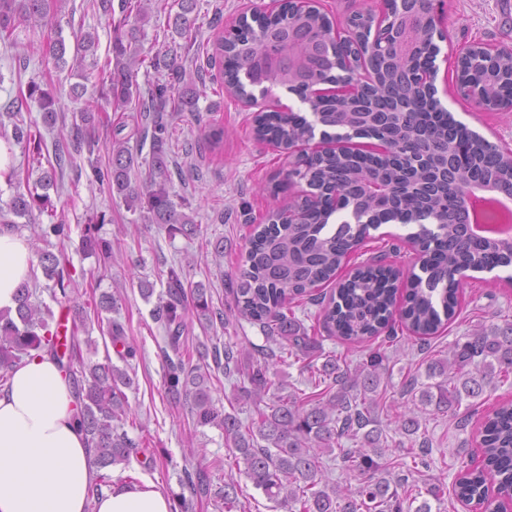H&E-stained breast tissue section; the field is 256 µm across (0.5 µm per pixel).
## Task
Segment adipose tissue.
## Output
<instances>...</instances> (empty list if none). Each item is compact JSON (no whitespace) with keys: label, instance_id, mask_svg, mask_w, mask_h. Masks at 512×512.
Returning a JSON list of instances; mask_svg holds the SVG:
<instances>
[{"label":"adipose tissue","instance_id":"adipose-tissue-1","mask_svg":"<svg viewBox=\"0 0 512 512\" xmlns=\"http://www.w3.org/2000/svg\"><path fill=\"white\" fill-rule=\"evenodd\" d=\"M33 256L26 239L0 233V309H15ZM91 451L67 378L49 353L26 359L0 390V512H170L147 485H119L90 500Z\"/></svg>","mask_w":512,"mask_h":512}]
</instances>
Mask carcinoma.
<instances>
[{
  "label": "carcinoma",
  "mask_w": 512,
  "mask_h": 512,
  "mask_svg": "<svg viewBox=\"0 0 512 512\" xmlns=\"http://www.w3.org/2000/svg\"><path fill=\"white\" fill-rule=\"evenodd\" d=\"M63 0H0V41L13 38L17 29L46 32L62 7ZM179 11L168 25L182 37L196 28L197 0H179ZM122 18L115 26L117 35L108 49L107 61L98 66V40L86 32L74 43L72 57H67L65 40H51V58L56 69H69L81 78L70 87V96L78 98L86 82L98 78L100 97L117 110L132 106L152 114L149 160L145 176L132 182L130 173L140 165L139 154L129 147V140L115 129L112 153L104 167L93 156L98 141L90 133L76 136L72 150L61 141L54 144L55 163L42 165L48 151L43 137L33 132V125L13 116L11 139L27 153L28 164L37 166L34 182L20 178L14 167L5 173L14 192L0 208V230L21 232L24 225L8 218L46 214L52 222L32 224L30 228L45 242L60 244L71 240V227L56 217L49 190L59 189L67 165L74 155L87 154L93 181L117 193L128 208L147 214L169 237L191 236L200 231L193 217L185 212V203L176 202L170 192L171 169L178 168L169 151L170 121L166 109L177 100L181 111H197L196 101L206 91L203 73L211 83L229 90L235 97L253 94L254 85L243 78L245 62L266 50L259 37L262 28L281 40L295 17L286 14L274 20L263 16L259 27L248 17L239 19L232 48L224 50V35L216 37L212 49L200 47L180 56L158 50L152 55L153 66L168 71V79L141 90L135 79L136 67L146 57L140 47L141 28L149 20L150 0H119ZM307 29L318 44L319 61L310 67V81L339 84L347 78L341 60L351 53L347 40H330L334 20L315 5L304 17ZM420 49L410 55H376L369 61L377 83L372 87L374 106L388 110L401 106L407 117L399 125H381L368 112L344 115L340 125L330 117L344 107L332 96L313 103L312 119L297 112H257L253 132L260 140L279 147L309 141L315 130L328 140L385 139L396 146L393 156H380L354 144L339 153H306L295 157L286 185L303 180L308 190L273 211L268 222L259 225L246 249L239 270L231 317L260 324L270 346L251 356L236 343L215 344L198 352L199 362L183 339L186 329V303L192 301L196 318L213 322L208 289L201 283H189L183 270L174 266L166 272V288L159 294L153 317L161 322L165 347L164 387L176 399L183 400L194 425L216 427L224 431L235 466L253 486L286 512H432L431 501H440L443 487L435 483L419 484L415 475L429 467L432 449L426 437H418L419 416L413 409L395 413L398 430L411 442L412 464L401 463L397 474L381 462L387 444V432L379 418L383 380L387 372L386 356L374 349L363 363L350 368L345 360L327 353L321 341L309 333L296 318L295 309L304 304L310 290L336 279L345 260L358 252L365 239L358 224L329 228L334 214L323 199L329 187L344 192V206L353 212L374 211L381 223L416 224L420 231L414 243L425 256L423 274L413 275L405 292L389 269L358 268L332 295L323 308V328L328 335L350 343L364 344L391 329L394 316L418 340L436 335L443 321L450 320L458 304V284L454 272L472 264L496 267L512 265V236H491L472 241L457 196L476 177L493 180L495 185H512V165L497 149L457 121L441 103L415 88L409 75L433 66L440 47V34L430 19L420 18L411 31ZM281 60L270 70L265 86L283 87L290 93L306 95L308 82L289 76V61L302 47L283 45ZM26 99L38 103L43 123L54 126L60 116L57 92L46 84L31 80ZM300 214L302 223L291 224L290 212ZM79 249L95 254L107 264L112 260L110 242L95 236L87 226ZM52 282V300L73 315L70 334L61 332L64 324L49 325L54 318L50 307L31 302L33 291L24 284L19 289L16 315L0 311V388L7 387L11 371L32 352L47 350L65 374L75 379L73 391L79 409V425L91 449V464L96 478L90 498L102 495V487L111 486L104 470L126 464L137 444L123 430L127 419V395L124 389L133 380L124 368L111 360L92 363L84 359L80 344L92 348L88 336L79 340L77 327H85L86 307L72 305L75 290L69 262L63 253L44 250L30 281L37 282V271ZM120 295L103 293L92 299L93 314L116 309ZM229 317V318H231ZM224 318V321H229ZM107 334L112 342H122L118 355L124 363L137 358L138 349L126 342L124 327L107 319ZM224 376L240 382L234 400L248 401L252 408L251 424L246 426L232 412L218 408L212 399L213 376L207 358ZM292 358L308 373L310 392L294 389L270 377L271 367ZM426 383L412 379L402 395L411 396L424 408L437 413L462 415L467 422L472 412L483 405L486 389L512 378V324L499 328L475 330L463 342H456L445 358L434 357L425 367ZM276 393H270V390ZM484 464L480 468L463 466L453 486L455 497L476 506L477 512H503L504 503L512 502V403L499 405L485 413L479 428ZM351 441L355 447L346 448ZM338 452L343 468L358 480L355 489L325 482L323 456ZM182 482L200 497L214 498L228 509L240 508L235 482L212 491L207 471L186 466Z\"/></svg>",
  "instance_id": "obj_1"
}]
</instances>
